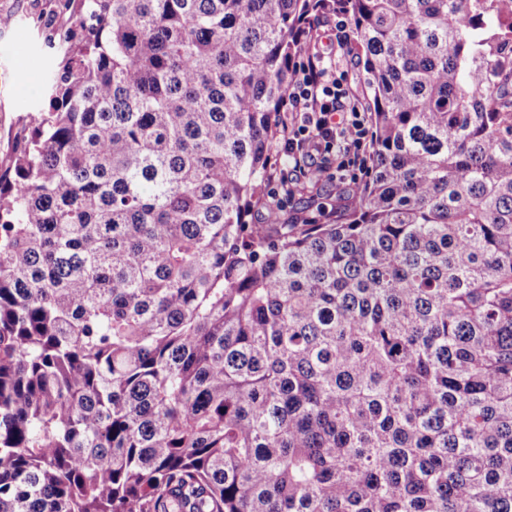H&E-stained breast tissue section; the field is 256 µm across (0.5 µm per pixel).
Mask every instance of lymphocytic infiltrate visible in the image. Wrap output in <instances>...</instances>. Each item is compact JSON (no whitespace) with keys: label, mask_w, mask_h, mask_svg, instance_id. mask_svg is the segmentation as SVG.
I'll return each mask as SVG.
<instances>
[{"label":"lymphocytic infiltrate","mask_w":512,"mask_h":512,"mask_svg":"<svg viewBox=\"0 0 512 512\" xmlns=\"http://www.w3.org/2000/svg\"><path fill=\"white\" fill-rule=\"evenodd\" d=\"M285 106L278 156L309 163L310 175L340 191L364 178L372 127L347 70L327 66L315 49L301 53L292 63Z\"/></svg>","instance_id":"obj_1"}]
</instances>
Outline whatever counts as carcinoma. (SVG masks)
<instances>
[{"label":"carcinoma","instance_id":"carcinoma-1","mask_svg":"<svg viewBox=\"0 0 512 512\" xmlns=\"http://www.w3.org/2000/svg\"><path fill=\"white\" fill-rule=\"evenodd\" d=\"M0 174V512H512L496 0H67ZM371 171L248 217L309 22ZM321 189V195L319 196V200L315 202L314 204H310L308 199L301 198L300 195H296L293 202H292V210L291 208H288L287 211H281L278 213L279 216V223H287L290 221V218L288 220V216L290 217L291 211L299 210L301 212L296 213V215L292 218V220H299V221H307L308 223H315L318 222L321 218L324 210L317 209L316 211L306 210L302 211L304 209H307L309 207H312L320 202H326L328 205L335 204L336 200L339 198L340 195L336 194L332 198L329 195L328 188L326 187V184L321 183L320 184Z\"/></svg>","mask_w":512,"mask_h":512}]
</instances>
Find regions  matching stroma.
Returning a JSON list of instances; mask_svg holds the SVG:
<instances>
[{"mask_svg": "<svg viewBox=\"0 0 512 512\" xmlns=\"http://www.w3.org/2000/svg\"><path fill=\"white\" fill-rule=\"evenodd\" d=\"M0 168L8 167L21 137L31 130L29 115L43 101V87L28 59L44 52L51 30L73 27L76 16L65 0H0Z\"/></svg>", "mask_w": 512, "mask_h": 512, "instance_id": "stroma-1", "label": "stroma"}]
</instances>
